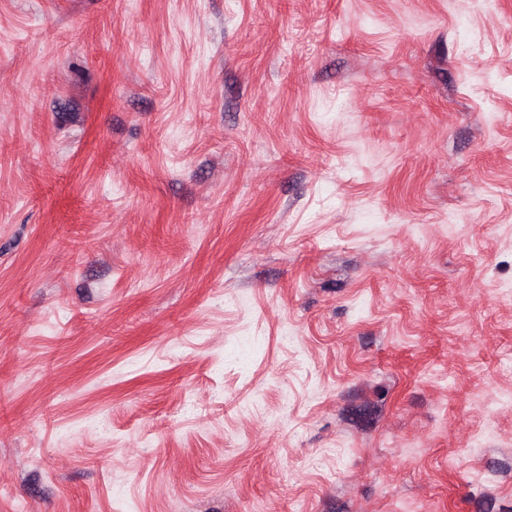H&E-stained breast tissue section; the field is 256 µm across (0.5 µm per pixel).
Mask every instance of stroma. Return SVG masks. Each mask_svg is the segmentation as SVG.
I'll return each instance as SVG.
<instances>
[{"label": "stroma", "instance_id": "1", "mask_svg": "<svg viewBox=\"0 0 512 512\" xmlns=\"http://www.w3.org/2000/svg\"><path fill=\"white\" fill-rule=\"evenodd\" d=\"M0 512H512V0H0Z\"/></svg>", "mask_w": 512, "mask_h": 512}]
</instances>
